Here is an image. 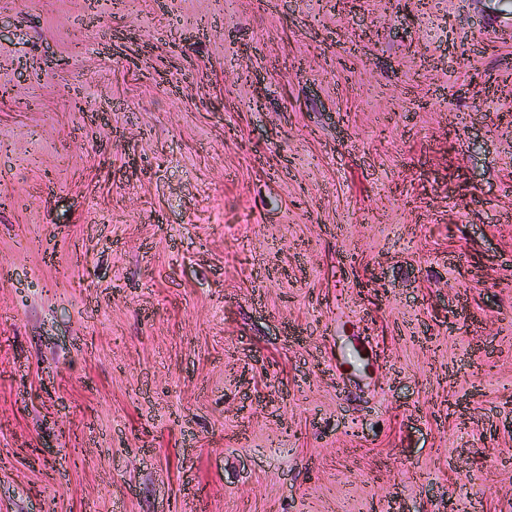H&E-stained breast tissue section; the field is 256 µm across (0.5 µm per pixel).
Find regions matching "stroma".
<instances>
[{
	"instance_id": "stroma-1",
	"label": "stroma",
	"mask_w": 512,
	"mask_h": 512,
	"mask_svg": "<svg viewBox=\"0 0 512 512\" xmlns=\"http://www.w3.org/2000/svg\"><path fill=\"white\" fill-rule=\"evenodd\" d=\"M0 267V512H512V0H0Z\"/></svg>"
}]
</instances>
